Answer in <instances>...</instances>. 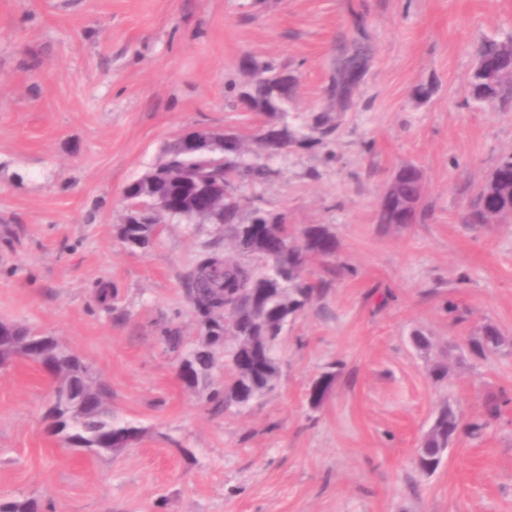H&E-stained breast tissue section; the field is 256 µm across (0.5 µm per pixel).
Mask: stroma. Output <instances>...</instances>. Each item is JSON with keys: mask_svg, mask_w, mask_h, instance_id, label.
<instances>
[{"mask_svg": "<svg viewBox=\"0 0 512 512\" xmlns=\"http://www.w3.org/2000/svg\"><path fill=\"white\" fill-rule=\"evenodd\" d=\"M512 39V0H0V320L53 336L141 436L98 456L46 429L49 379L0 371V500L48 512H512V221L469 224L470 203L512 153V101H475L481 40ZM368 49L351 104L336 67ZM297 75L285 119L300 140L266 154L260 118L236 102L254 62ZM329 115L324 136L312 119ZM250 138L273 177L242 186L243 218L328 225L343 270L278 347L275 390L215 409L230 369L214 349L210 387H187L162 341L206 335L187 294L199 256L228 250L215 224L167 217L154 243L115 236L124 188L180 132ZM424 176L421 220L379 224L394 172ZM465 315L455 321L449 306ZM493 324L507 341L473 354ZM422 332L433 346L414 345ZM448 368L444 379L430 372ZM335 385L319 408L308 391ZM510 397L491 418L487 404ZM487 419L431 474L415 466L439 410Z\"/></svg>", "mask_w": 512, "mask_h": 512, "instance_id": "35a3bbf8", "label": "stroma"}]
</instances>
